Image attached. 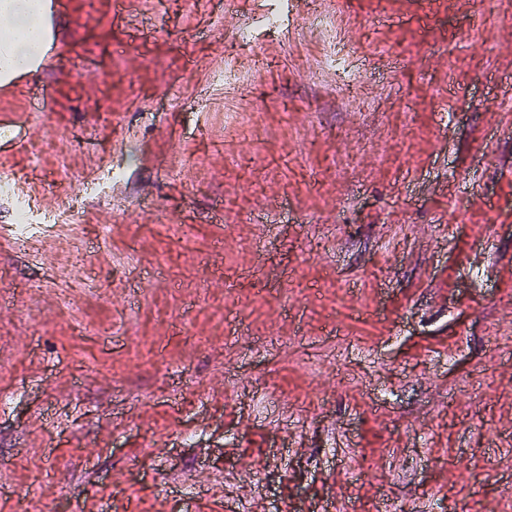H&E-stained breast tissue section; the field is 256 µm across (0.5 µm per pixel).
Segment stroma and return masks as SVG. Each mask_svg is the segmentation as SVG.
Here are the masks:
<instances>
[{
  "instance_id": "35a3bbf8",
  "label": "stroma",
  "mask_w": 512,
  "mask_h": 512,
  "mask_svg": "<svg viewBox=\"0 0 512 512\" xmlns=\"http://www.w3.org/2000/svg\"><path fill=\"white\" fill-rule=\"evenodd\" d=\"M56 24L0 92V171L77 210L0 200V512H512V0ZM41 213L35 210L34 206L29 200L16 206L12 211V227L20 237L26 238V235L33 231L45 228H51V224H58L60 222L59 216L44 215L41 224H35ZM49 224V225H47Z\"/></svg>"
}]
</instances>
